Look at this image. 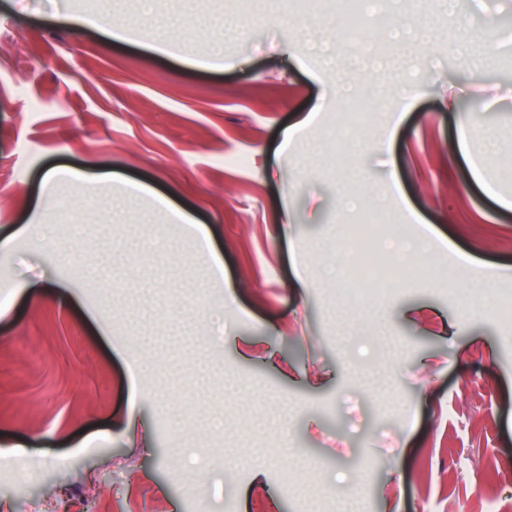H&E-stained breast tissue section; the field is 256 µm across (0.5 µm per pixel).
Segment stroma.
<instances>
[{
    "label": "stroma",
    "mask_w": 512,
    "mask_h": 512,
    "mask_svg": "<svg viewBox=\"0 0 512 512\" xmlns=\"http://www.w3.org/2000/svg\"><path fill=\"white\" fill-rule=\"evenodd\" d=\"M282 2L208 65L209 46L172 21L229 15L235 0H154L147 16L140 0H0V234L24 227L47 168L88 177L57 186L47 237L0 255V512H57L93 490L91 512H469L480 499L512 512V327L494 313L512 294V210L468 165L512 194V0H378L429 36L374 35L381 65L354 75L353 96L376 87L382 104L342 131V72L310 51L311 25L336 17L284 22ZM106 9L133 21L127 40L62 20ZM159 34L169 53L149 48ZM470 41L493 50L477 79L456 57ZM403 80L425 92L382 153ZM452 84L466 89L453 114L440 100ZM464 114L493 150L456 149ZM336 135L360 152L325 150ZM121 178L207 229L223 285ZM342 195L430 238L431 277L378 310L341 304L342 277L325 269L356 222ZM286 206L297 222L284 232ZM69 275L65 301L16 289ZM482 280L492 294L475 314L467 284Z\"/></svg>",
    "instance_id": "1"
}]
</instances>
